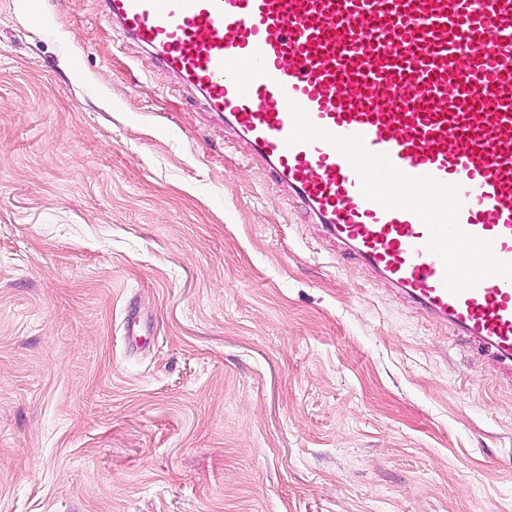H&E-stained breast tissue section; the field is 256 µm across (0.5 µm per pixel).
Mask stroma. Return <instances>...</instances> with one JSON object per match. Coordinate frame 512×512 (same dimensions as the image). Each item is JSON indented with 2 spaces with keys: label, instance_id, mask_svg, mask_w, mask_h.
I'll return each mask as SVG.
<instances>
[{
  "label": "stroma",
  "instance_id": "obj_1",
  "mask_svg": "<svg viewBox=\"0 0 512 512\" xmlns=\"http://www.w3.org/2000/svg\"><path fill=\"white\" fill-rule=\"evenodd\" d=\"M0 512H512V386L103 0H0Z\"/></svg>",
  "mask_w": 512,
  "mask_h": 512
}]
</instances>
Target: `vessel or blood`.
Instances as JSON below:
<instances>
[{
	"label": "vessel or blood",
	"mask_w": 512,
	"mask_h": 512,
	"mask_svg": "<svg viewBox=\"0 0 512 512\" xmlns=\"http://www.w3.org/2000/svg\"><path fill=\"white\" fill-rule=\"evenodd\" d=\"M104 3L330 242L512 385V0Z\"/></svg>",
	"instance_id": "vessel-or-blood-1"
}]
</instances>
